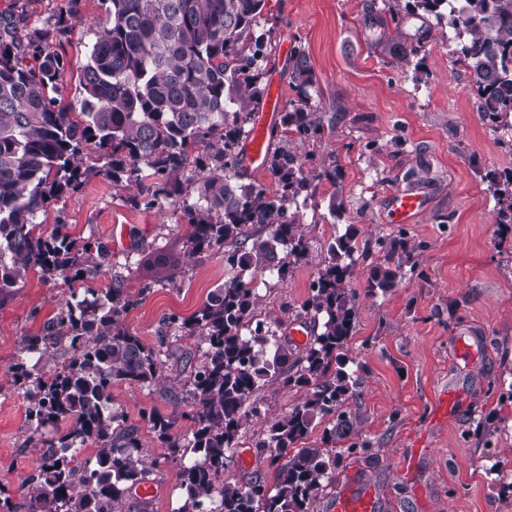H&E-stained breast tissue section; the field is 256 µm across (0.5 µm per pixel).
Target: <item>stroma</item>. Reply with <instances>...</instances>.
<instances>
[{
  "instance_id": "35a3bbf8",
  "label": "stroma",
  "mask_w": 512,
  "mask_h": 512,
  "mask_svg": "<svg viewBox=\"0 0 512 512\" xmlns=\"http://www.w3.org/2000/svg\"><path fill=\"white\" fill-rule=\"evenodd\" d=\"M364 0H267L278 45L302 43L316 77L315 103L335 120L317 154L335 152L342 168L341 193L321 183L298 217L314 255H322L336 227L355 225L371 261L377 238L396 229L387 215L390 192L414 185L426 209L408 225L424 244L417 260L425 278L403 281L386 296L364 294L366 267L350 285L360 292L356 329L348 356L362 380L350 407L360 419L368 448L348 457L346 471L374 483L384 512H512V233L500 235L488 176L512 173V148L485 121L463 72L452 64L451 46L434 37L418 66L402 70L363 21ZM85 26L56 49L67 60L65 104L79 111L78 75L95 39L93 21L101 0H81ZM341 205L339 219L327 213L329 199ZM64 219L73 236L108 241L114 227L131 240L147 239L177 256L187 250V224L170 207L132 205L125 191L99 175L64 201L49 205L37 220L51 226ZM128 267L136 305L125 323L147 345L157 343L168 313L191 315L224 282V258L197 254L170 276L139 294L150 272L113 256ZM316 264L294 268L283 286L267 292L263 308L281 315L308 296ZM70 294L65 278L45 282L30 274L22 288L0 301V489L17 492L32 468L25 448V406L9 368L21 336L36 333ZM474 331L486 342L472 362L454 353V339ZM452 384L458 412L436 421L437 391ZM112 402L139 425L151 450L159 445L143 424V411L170 413L168 397L153 388L118 384ZM229 478L247 483L275 472L243 438L228 467Z\"/></svg>"
}]
</instances>
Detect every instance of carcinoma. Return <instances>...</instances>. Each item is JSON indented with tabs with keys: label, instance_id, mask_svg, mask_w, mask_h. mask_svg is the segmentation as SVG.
<instances>
[{
	"label": "carcinoma",
	"instance_id": "cac0c4a2",
	"mask_svg": "<svg viewBox=\"0 0 512 512\" xmlns=\"http://www.w3.org/2000/svg\"><path fill=\"white\" fill-rule=\"evenodd\" d=\"M16 2L0 12V298L33 271L46 281L107 284L72 291L38 333L21 339L11 377L36 463L19 497L0 490V512H125L127 499L166 465L180 469L176 512H314L345 459L369 447L348 406L361 381L347 349L359 299L348 278L368 253L352 225L335 235L292 314L310 320L309 340L297 350L282 340L284 321L263 312L258 285H280L312 262L299 209L318 183L339 178L335 152L315 164L306 150L325 136L308 53L297 44L286 56L295 97L270 131L267 187L243 169L276 62L266 0H101L78 113L62 102L67 62L54 45L85 24L80 0H62L42 28L29 26L24 0ZM364 22L378 43L395 27L388 45L401 69L448 25L454 62L469 74L482 118L512 143V0H366ZM93 171L136 191L135 205H176L188 225V256L224 250V284L191 316H164L156 348L127 329L135 300L111 246L74 238L64 223L45 232L36 222ZM488 181L497 224L509 229L512 177ZM380 247L384 258L369 265L366 280L371 298L414 274L404 266L422 245L400 231ZM171 338L196 339L182 353L190 366L183 379L165 374ZM119 383L171 394L170 413L144 414L163 454L112 406ZM274 383L300 398L269 416L257 392ZM186 419L190 432L182 434ZM323 419L321 448L308 439ZM252 427V447L275 470L271 487L258 476L244 485L225 477Z\"/></svg>",
	"mask_w": 512,
	"mask_h": 512
}]
</instances>
